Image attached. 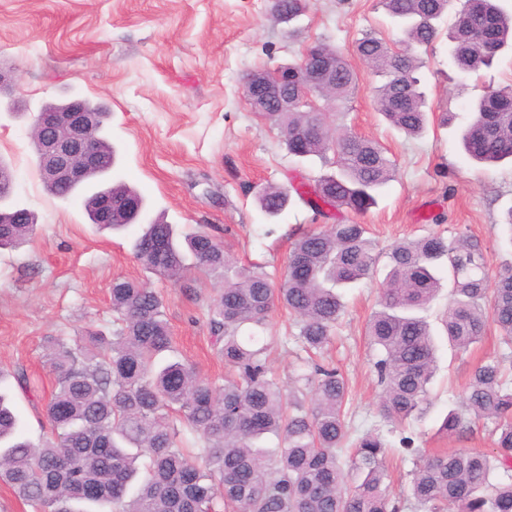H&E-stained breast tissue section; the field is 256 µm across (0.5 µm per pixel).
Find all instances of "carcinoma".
<instances>
[{"label":"carcinoma","mask_w":512,"mask_h":512,"mask_svg":"<svg viewBox=\"0 0 512 512\" xmlns=\"http://www.w3.org/2000/svg\"><path fill=\"white\" fill-rule=\"evenodd\" d=\"M309 0H271L274 16L291 22ZM385 9L409 40L430 46L437 21L450 0H384ZM491 24L497 49L512 46V16L494 0H465L448 33L450 55L467 73L489 68L496 52L476 32ZM317 48L332 61L327 93L345 101L357 75L327 43ZM357 54L385 78L377 88L379 111L391 126L420 134L428 112L419 89L417 57L396 51L367 34ZM276 126L288 154L299 162L319 158L328 171L290 189L272 186L260 197L269 218L281 215L296 196L316 214L364 212L395 177V168L375 142L331 134L330 113L299 104L292 112H262ZM467 154L479 163L512 160V107L481 97L462 132ZM332 158H327L328 152ZM119 206L114 229L133 224L142 195L124 183L109 185ZM136 201L130 211L121 203ZM11 223L0 211V249L27 240L36 224ZM363 224L338 222L299 236L292 244L280 284L258 263L240 265L224 244L202 229L179 241L174 225H145L134 244L136 258L161 278L179 281L187 257L204 272H224V289L209 307V326L230 375L220 384L200 377L181 361H164L173 348L161 294L124 278L112 282V331L88 329L76 339L48 340L46 359L56 378L45 407L48 433L34 442L20 434L7 394L0 392V483L32 512H398L386 484L387 444L368 431L348 461L340 455L347 438L346 379L330 365L313 363L285 393L266 358L274 337L266 335L275 305L297 321V346L321 352L332 341L344 312L338 288L370 276L376 264ZM389 272L367 336L376 350L374 367L382 387L381 416L391 422L420 419L432 401L428 385L436 366L430 326L419 315L439 294L448 269V311L442 324L449 345L466 353L493 323L500 343L512 350V262L489 279L484 250L470 235H429L403 240L388 252ZM249 334H244V331ZM466 409L492 424L495 451L416 453L409 496L422 512H512V355L476 367L467 384ZM463 428L462 415L448 410L439 433L450 438ZM268 434L281 448L260 446ZM354 476L355 486L348 485Z\"/></svg>","instance_id":"obj_1"}]
</instances>
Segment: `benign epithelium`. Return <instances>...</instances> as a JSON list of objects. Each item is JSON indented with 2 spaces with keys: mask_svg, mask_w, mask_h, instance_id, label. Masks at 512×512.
Instances as JSON below:
<instances>
[{
  "mask_svg": "<svg viewBox=\"0 0 512 512\" xmlns=\"http://www.w3.org/2000/svg\"><path fill=\"white\" fill-rule=\"evenodd\" d=\"M327 65L322 54L304 49L293 73L280 67L248 77L244 96L253 109L273 106L275 112H289L295 98L288 94V82L300 88L302 82L324 83ZM96 108L80 96H71L53 107L41 108L31 124L38 167L58 185L77 186L102 166L97 149ZM112 195H100L94 223L110 224L113 214Z\"/></svg>",
  "mask_w": 512,
  "mask_h": 512,
  "instance_id": "obj_1",
  "label": "benign epithelium"
}]
</instances>
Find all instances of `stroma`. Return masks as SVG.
I'll list each match as a JSON object with an SVG mask.
<instances>
[{
    "label": "stroma",
    "mask_w": 512,
    "mask_h": 512,
    "mask_svg": "<svg viewBox=\"0 0 512 512\" xmlns=\"http://www.w3.org/2000/svg\"><path fill=\"white\" fill-rule=\"evenodd\" d=\"M462 2L452 0L441 35L418 52L417 75L433 116L427 132L411 138L379 114L374 88L380 79L355 51L367 33L393 47L401 41L382 0H310L293 33L273 17L270 0H0V66L13 69L30 110L23 117L0 113V160L14 172L11 204L38 218L28 243L0 250V370L7 373L0 390L12 398L21 432L33 440L41 436L55 389L45 362L46 338L107 327L110 288L118 277L159 289L179 358L202 377L223 379L224 363L208 325L221 275L193 268L184 283L169 282L144 269L133 242L142 225L162 215L180 234L205 229L240 263L263 264L276 280L284 275L293 241L322 229L326 220L296 199L279 218L267 219L258 196L269 185L286 187L292 177L317 175L319 167L295 163L279 129L252 112L242 81L250 71L298 61L311 43L335 46L358 75L350 99L329 104V111L339 113L344 130L377 142L396 170L376 205L345 212V220L366 225L380 253L401 239L464 232L483 244L490 269L512 259L502 226L512 207V163L478 166L460 142L474 103L487 92L512 90V48L491 68L458 73L446 31ZM73 95L104 104L110 114L106 135L117 160L108 181L134 186L146 199L139 223L125 230H98L80 200H61L44 188L30 114ZM444 112L454 115L445 127L438 120ZM386 272L385 264H377L371 278L345 289V310L323 357L349 383L353 434L376 430L390 448L385 466L392 500L403 512H417L407 494L413 461L401 437H413L422 450L491 451L484 421L466 418L465 431L449 439L437 430L449 409L462 408L473 369L501 350L491 334L467 354L451 350L441 324L448 294L440 292L423 312L438 347L434 405L423 421L404 428L384 421L365 329L379 308ZM270 328L289 339L268 356L285 386L297 364L291 341L297 329L281 307L271 312ZM18 369L34 379V388L18 387Z\"/></svg>",
    "instance_id": "stroma-1"
}]
</instances>
